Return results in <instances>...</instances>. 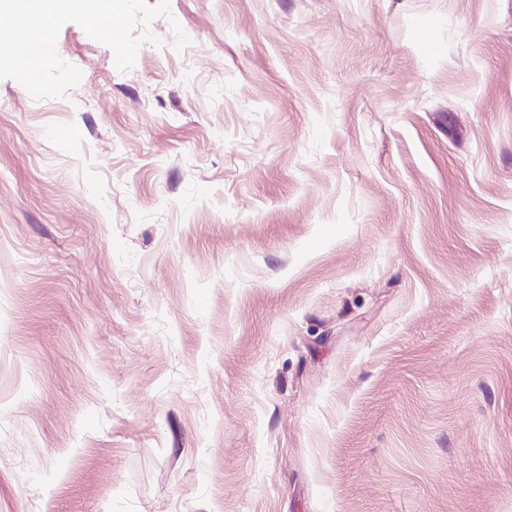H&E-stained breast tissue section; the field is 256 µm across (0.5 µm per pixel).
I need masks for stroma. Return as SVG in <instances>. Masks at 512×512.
<instances>
[{
	"label": "stroma",
	"mask_w": 512,
	"mask_h": 512,
	"mask_svg": "<svg viewBox=\"0 0 512 512\" xmlns=\"http://www.w3.org/2000/svg\"><path fill=\"white\" fill-rule=\"evenodd\" d=\"M169 9L0 79V512H512V0Z\"/></svg>",
	"instance_id": "stroma-1"
}]
</instances>
